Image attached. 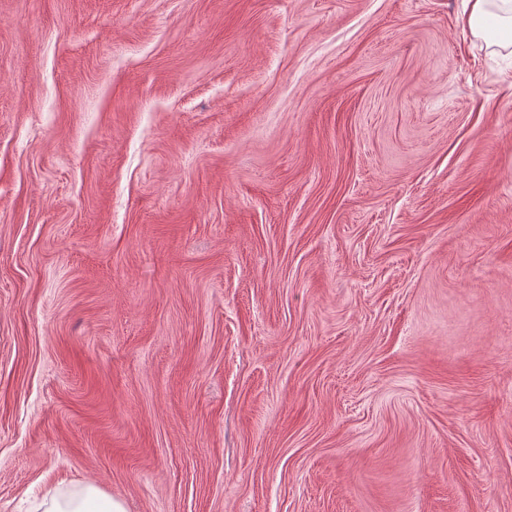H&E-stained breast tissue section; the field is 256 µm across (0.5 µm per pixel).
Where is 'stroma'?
<instances>
[{"label": "stroma", "mask_w": 512, "mask_h": 512, "mask_svg": "<svg viewBox=\"0 0 512 512\" xmlns=\"http://www.w3.org/2000/svg\"><path fill=\"white\" fill-rule=\"evenodd\" d=\"M462 0H0V512H512V54ZM45 512H126L123 501L85 484L67 496H52Z\"/></svg>", "instance_id": "1"}]
</instances>
